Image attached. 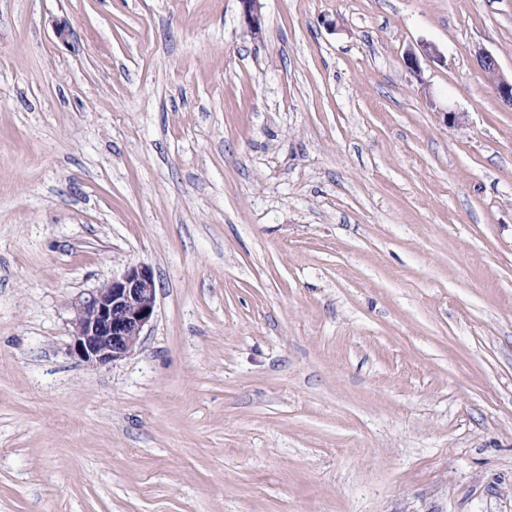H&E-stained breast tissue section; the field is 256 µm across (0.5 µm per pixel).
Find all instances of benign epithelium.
<instances>
[{
  "instance_id": "benign-epithelium-1",
  "label": "benign epithelium",
  "mask_w": 512,
  "mask_h": 512,
  "mask_svg": "<svg viewBox=\"0 0 512 512\" xmlns=\"http://www.w3.org/2000/svg\"><path fill=\"white\" fill-rule=\"evenodd\" d=\"M239 3L250 34L260 36L259 0H239ZM421 55L433 57L436 50L428 44L420 45V52L406 54V67L413 72L419 71ZM477 62L501 103L512 108V78L503 74L497 58L482 50L477 54ZM155 308L156 283L151 269L143 264L128 266L121 276L72 303V353L92 367L127 357L139 345L143 329L153 319Z\"/></svg>"
}]
</instances>
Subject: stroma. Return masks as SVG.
I'll list each match as a JSON object with an SVG mask.
<instances>
[{
  "label": "stroma",
  "instance_id": "1",
  "mask_svg": "<svg viewBox=\"0 0 512 512\" xmlns=\"http://www.w3.org/2000/svg\"><path fill=\"white\" fill-rule=\"evenodd\" d=\"M260 12L0 0V512H512V0ZM476 58L480 71L492 84L501 103L512 108V76L509 79L503 74L493 54L482 50L478 52ZM155 308L156 283L151 269L143 264L130 265L120 277L72 303L70 350L92 367L125 358L139 345Z\"/></svg>",
  "mask_w": 512,
  "mask_h": 512
}]
</instances>
